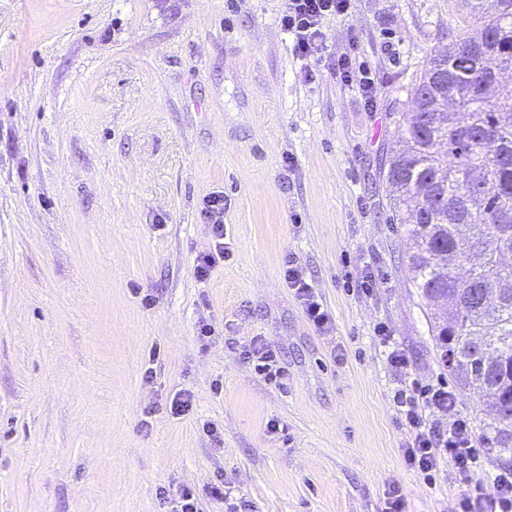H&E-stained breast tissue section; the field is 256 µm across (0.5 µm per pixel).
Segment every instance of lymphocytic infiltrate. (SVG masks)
I'll use <instances>...</instances> for the list:
<instances>
[{"label": "lymphocytic infiltrate", "instance_id": "f902f5d3", "mask_svg": "<svg viewBox=\"0 0 512 512\" xmlns=\"http://www.w3.org/2000/svg\"><path fill=\"white\" fill-rule=\"evenodd\" d=\"M351 8L352 0H284L279 23L291 40L293 53L314 63L322 57L324 23L345 18ZM202 214L211 225L214 238L212 250L196 258L195 274L204 281L227 255L223 193L207 196ZM285 280L309 321L318 330L329 331L332 318L306 281L302 269L295 263H288ZM395 398L409 433L403 456L410 470L429 482L439 460L448 459L464 487L458 512H512V470L499 472L488 485L474 481L479 453L474 446L473 429L461 415L457 394L447 383L423 386L414 382L409 388L399 390Z\"/></svg>", "mask_w": 512, "mask_h": 512}]
</instances>
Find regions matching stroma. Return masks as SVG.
<instances>
[{
    "mask_svg": "<svg viewBox=\"0 0 512 512\" xmlns=\"http://www.w3.org/2000/svg\"><path fill=\"white\" fill-rule=\"evenodd\" d=\"M280 5L0 0V512H168L160 489L185 487L222 512L220 479L258 512H380L393 484L406 512H455L450 462L429 484L405 463L375 328L421 384L449 381L386 171L409 86L473 20L460 0H354L311 68ZM353 38L369 106L337 72ZM215 191L229 255L202 282ZM255 336L284 386L240 358ZM285 280L288 288L294 291L296 298L301 302L309 321L318 330L328 332L332 328V318L294 260L287 261ZM376 333L380 338L381 343L388 348L387 359L390 365L401 373L403 372L404 374H407L409 358L403 349L395 346L391 341L389 329L384 325H380L378 326Z\"/></svg>",
    "mask_w": 512,
    "mask_h": 512,
    "instance_id": "stroma-1",
    "label": "stroma"
}]
</instances>
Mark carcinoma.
Returning <instances> with one entry per match:
<instances>
[{
  "label": "carcinoma",
  "instance_id": "1",
  "mask_svg": "<svg viewBox=\"0 0 512 512\" xmlns=\"http://www.w3.org/2000/svg\"><path fill=\"white\" fill-rule=\"evenodd\" d=\"M463 41L482 50L467 60L433 57L415 79L404 148L386 181L444 365L460 392L477 391L489 408L482 439L512 453V265L497 262L512 253V84L486 98L467 92L474 70L489 76L512 67V0H500L498 13ZM483 128L497 141L493 156L476 141ZM455 260L469 266L470 285L455 279ZM480 288L496 292L498 304L470 299Z\"/></svg>",
  "mask_w": 512,
  "mask_h": 512
}]
</instances>
